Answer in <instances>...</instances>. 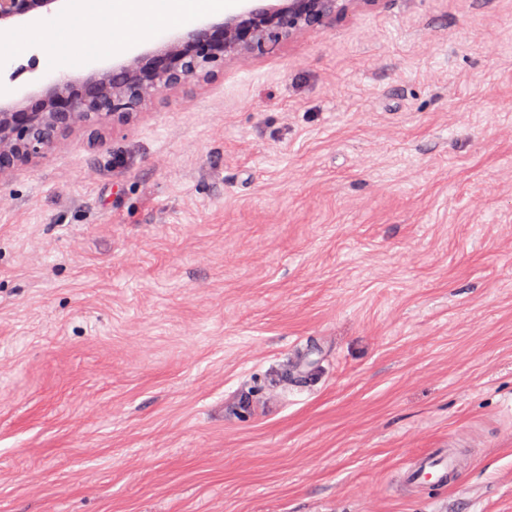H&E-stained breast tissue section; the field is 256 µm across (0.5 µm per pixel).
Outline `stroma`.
Masks as SVG:
<instances>
[{"mask_svg":"<svg viewBox=\"0 0 512 512\" xmlns=\"http://www.w3.org/2000/svg\"><path fill=\"white\" fill-rule=\"evenodd\" d=\"M108 33L68 79L183 31ZM0 512H512V0H354L1 183ZM463 474L455 453L448 448H433L413 459L402 471L401 480L416 488L429 485L446 489L458 485Z\"/></svg>","mask_w":512,"mask_h":512,"instance_id":"stroma-1","label":"stroma"}]
</instances>
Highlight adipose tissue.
<instances>
[{
	"label": "adipose tissue",
	"mask_w": 512,
	"mask_h": 512,
	"mask_svg": "<svg viewBox=\"0 0 512 512\" xmlns=\"http://www.w3.org/2000/svg\"><path fill=\"white\" fill-rule=\"evenodd\" d=\"M105 2L112 36L94 47L89 57L104 59L167 30L223 11L225 0H78L77 15L91 19L98 15V2Z\"/></svg>",
	"instance_id": "obj_1"
}]
</instances>
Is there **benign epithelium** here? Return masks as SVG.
<instances>
[{
  "label": "benign epithelium",
  "mask_w": 512,
  "mask_h": 512,
  "mask_svg": "<svg viewBox=\"0 0 512 512\" xmlns=\"http://www.w3.org/2000/svg\"><path fill=\"white\" fill-rule=\"evenodd\" d=\"M57 0H0V25L28 18ZM348 0H253L224 21L75 84L57 79L45 94L0 106V181L55 149L76 129L126 121L145 103L193 79L209 78L226 57L270 53L294 33L315 28L346 8Z\"/></svg>",
  "instance_id": "7a95c632"
}]
</instances>
